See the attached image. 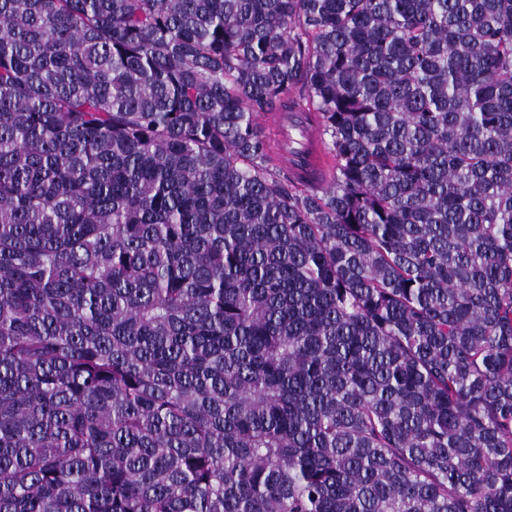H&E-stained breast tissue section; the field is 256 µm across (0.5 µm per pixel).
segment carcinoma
<instances>
[{"label":"carcinoma","instance_id":"obj_1","mask_svg":"<svg viewBox=\"0 0 512 512\" xmlns=\"http://www.w3.org/2000/svg\"><path fill=\"white\" fill-rule=\"evenodd\" d=\"M0 512H512V0H0Z\"/></svg>","mask_w":512,"mask_h":512}]
</instances>
